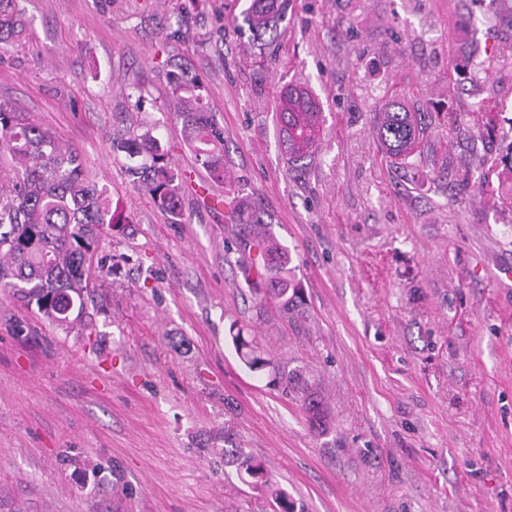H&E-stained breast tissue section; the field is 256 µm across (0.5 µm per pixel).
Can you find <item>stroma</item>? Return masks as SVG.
I'll return each instance as SVG.
<instances>
[{
    "label": "stroma",
    "instance_id": "stroma-1",
    "mask_svg": "<svg viewBox=\"0 0 512 512\" xmlns=\"http://www.w3.org/2000/svg\"><path fill=\"white\" fill-rule=\"evenodd\" d=\"M247 0H20L0 102L75 150L129 223L104 230L83 328L0 294V512H512V208L486 159L512 147V0H288L273 39ZM224 128L231 184L184 142L166 63ZM324 123L291 169L288 84ZM429 115L418 153L381 152L373 115ZM499 113L495 127L477 108ZM152 132L185 175L179 223L124 173ZM238 193L291 257L299 310L247 284ZM239 327L328 407L249 371ZM233 441L260 479L225 466ZM309 422L314 430L323 433L329 426V411L315 392L307 390L302 396Z\"/></svg>",
    "mask_w": 512,
    "mask_h": 512
}]
</instances>
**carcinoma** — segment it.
<instances>
[{
    "mask_svg": "<svg viewBox=\"0 0 512 512\" xmlns=\"http://www.w3.org/2000/svg\"><path fill=\"white\" fill-rule=\"evenodd\" d=\"M288 0H250L243 10L245 25L252 34L276 32L287 16ZM24 31L18 0H0V50L18 41ZM173 92L188 94V104L179 113L185 140L196 161L217 181L224 182V128L202 104L196 78L182 64H170L166 74ZM296 96L277 109L280 134L288 141V164L301 168L314 160L315 142L323 122L319 101L312 92L292 87ZM376 137L390 157H410L424 138L426 113L418 112L400 99H393L375 113ZM113 150L134 159L143 153L150 164H128L126 176L142 187L154 205L171 219L181 216L179 184L182 176L168 164V149L158 137L146 132L132 134ZM9 155L12 168L0 166V290L8 292L61 326L82 321L83 289L105 227L122 223L112 212L107 190L90 181L79 155L64 150L51 131L26 113L0 102V156ZM501 182L512 183V151L492 162ZM233 223L244 225L240 245L255 252L252 268L269 276L268 295L282 312L294 310L300 293L288 278V250L268 231L265 221L243 201L228 202ZM231 342L243 364L251 371L274 367L278 379L290 384L296 373L264 357L253 341L238 331ZM312 428L329 426V411L316 393L302 396ZM224 463L250 477L262 466L244 449H224Z\"/></svg>",
    "mask_w": 512,
    "mask_h": 512,
    "instance_id": "obj_1",
    "label": "carcinoma"
}]
</instances>
